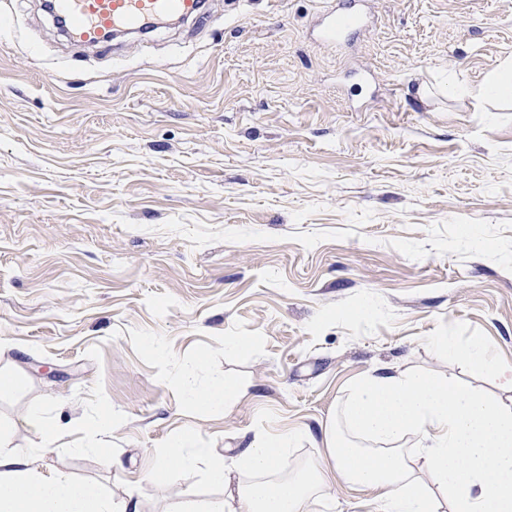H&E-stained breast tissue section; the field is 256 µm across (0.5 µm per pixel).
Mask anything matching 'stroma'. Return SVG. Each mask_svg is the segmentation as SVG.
I'll return each instance as SVG.
<instances>
[{
  "label": "stroma",
  "instance_id": "stroma-1",
  "mask_svg": "<svg viewBox=\"0 0 512 512\" xmlns=\"http://www.w3.org/2000/svg\"><path fill=\"white\" fill-rule=\"evenodd\" d=\"M43 2L0 0L1 451L40 413L38 477L174 512L224 496L203 465L152 480L184 431L239 483L253 437L296 434L300 476L374 370L462 375L431 337L512 365V97L448 92L512 62V0H368L335 46L328 0H207L101 48ZM224 377L226 410L185 402ZM381 509L341 481L309 505ZM27 427L40 437V448L37 452H46L55 446L57 441V431L44 417L37 414H30L25 419Z\"/></svg>",
  "mask_w": 512,
  "mask_h": 512
}]
</instances>
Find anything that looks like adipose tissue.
<instances>
[{"label": "adipose tissue", "mask_w": 512, "mask_h": 512, "mask_svg": "<svg viewBox=\"0 0 512 512\" xmlns=\"http://www.w3.org/2000/svg\"><path fill=\"white\" fill-rule=\"evenodd\" d=\"M439 350L457 357L475 376L500 391L490 399L455 377L444 379L405 373L369 376L355 386L344 409L343 424L323 426L330 465L354 485L379 493L383 512H439L436 498L422 484L428 472L443 490L451 512H512V366L474 342L458 348L452 337L436 336ZM188 402L213 409L232 406L241 396L231 380L187 384ZM421 436L419 447L403 448L409 431ZM293 435L257 436L242 454L240 467L256 479L232 486L223 460L197 447L186 431L165 456L181 469L207 463L213 482L223 485L219 502L185 500L177 512H307L313 482L273 479ZM33 454L26 449L0 452V512H135V500L113 503L89 483L33 474Z\"/></svg>", "instance_id": "1"}]
</instances>
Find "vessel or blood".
Wrapping results in <instances>:
<instances>
[{"label": "vessel or blood", "mask_w": 512, "mask_h": 512, "mask_svg": "<svg viewBox=\"0 0 512 512\" xmlns=\"http://www.w3.org/2000/svg\"><path fill=\"white\" fill-rule=\"evenodd\" d=\"M361 0H349L345 10H331L318 21L321 41L333 44L349 31L366 26ZM202 0H51V13L63 23L71 41L103 46L109 36L142 31L146 22L176 16L195 19Z\"/></svg>", "instance_id": "obj_1"}]
</instances>
